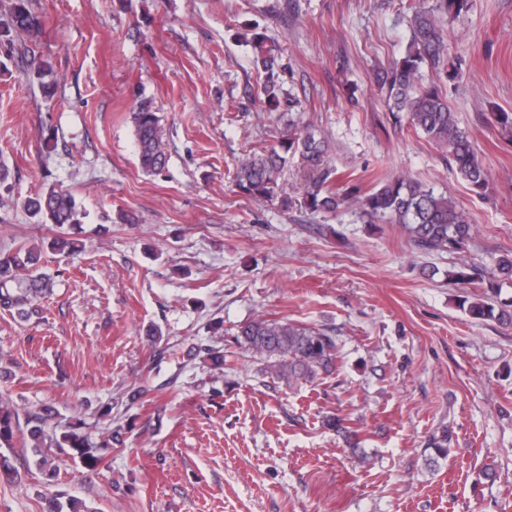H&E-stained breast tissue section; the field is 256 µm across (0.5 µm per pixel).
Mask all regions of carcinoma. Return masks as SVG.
<instances>
[{"label":"carcinoma","mask_w":512,"mask_h":512,"mask_svg":"<svg viewBox=\"0 0 512 512\" xmlns=\"http://www.w3.org/2000/svg\"><path fill=\"white\" fill-rule=\"evenodd\" d=\"M472 9V0H433L428 7L417 9L412 17L411 42L404 56L394 60L383 80L388 89V104L396 122L406 121L415 132L423 134L448 155L458 175L483 194L489 186V175L469 134L459 126L456 113L448 107L443 91L435 84L422 81V71L428 67L456 81L462 69L459 57L448 51L444 16L455 19ZM43 29V21L34 14L28 0H10L0 15V42L9 46L14 40L36 37ZM253 51V64L262 80L261 101L265 108L280 112L286 134L275 145L263 147L246 155L235 173L239 191L256 200H280L287 208L292 204L279 197L280 176L291 155L299 153L313 171L303 200L313 211L334 213L354 207L366 224L385 220L400 224L408 245L415 251L463 254L472 239L473 225L467 214L456 208L445 196L408 176L388 179L370 192L356 196L330 187L331 172L323 168L327 146L314 133L298 128L291 110L296 103L282 99L278 55L270 39L252 28L242 34ZM134 143L141 169L147 174L165 168L167 156L163 140L161 117L152 101L143 98L131 111ZM23 205L38 224H50L56 234L49 248L66 257L78 251L70 231L81 224L83 210L67 189L49 187L40 194L23 200ZM42 246L24 243L14 251L0 256V308L15 311L20 316L29 314L33 302L47 292V283L39 273ZM448 280L459 288H468L477 282L486 290L474 297L462 296L461 305L475 320L494 319L512 329V310L509 305L495 304V297L504 282H512V254L499 257L496 274L487 277L476 266L461 260L457 270L448 274ZM247 349L260 355L263 372L287 382L314 381L328 372L337 359L333 337L301 328L287 322L255 319L239 330ZM47 416L34 414L29 419L30 450L36 465L47 476H53L60 455H69L90 471L97 470L112 454V444L104 440L93 446L88 439L72 429L46 436ZM15 413L0 398V448H12L15 434ZM47 512H89L77 498L62 503L54 498L48 501Z\"/></svg>","instance_id":"1"}]
</instances>
